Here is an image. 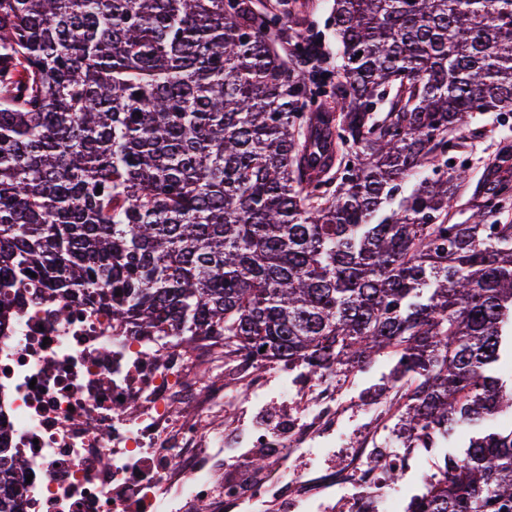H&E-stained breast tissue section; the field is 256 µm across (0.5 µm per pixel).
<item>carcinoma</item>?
I'll use <instances>...</instances> for the list:
<instances>
[{
  "mask_svg": "<svg viewBox=\"0 0 512 512\" xmlns=\"http://www.w3.org/2000/svg\"><path fill=\"white\" fill-rule=\"evenodd\" d=\"M286 14L0 0V289L96 297L118 329L216 339L259 376L386 351L414 447L479 429L406 512H512V421L480 431L512 409L509 154L470 224L448 167L493 132L468 118L512 112V0H334V76L295 64L307 24L285 61ZM24 467L0 445V512Z\"/></svg>",
  "mask_w": 512,
  "mask_h": 512,
  "instance_id": "carcinoma-1",
  "label": "carcinoma"
}]
</instances>
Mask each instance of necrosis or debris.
<instances>
[{"label": "necrosis or debris", "mask_w": 512, "mask_h": 512, "mask_svg": "<svg viewBox=\"0 0 512 512\" xmlns=\"http://www.w3.org/2000/svg\"><path fill=\"white\" fill-rule=\"evenodd\" d=\"M11 298L0 310V425L28 464L18 512H400L380 494L396 471L367 446L374 420L339 464L287 472L339 425L335 386L294 387L281 367L260 378L243 361L217 381L211 341L187 352L177 336L118 330L96 300L75 307L42 285ZM271 383L293 392L297 414L287 436L250 439L280 455L259 476L223 482L224 438L239 425L231 404L261 402Z\"/></svg>", "instance_id": "necrosis-or-debris-1"}]
</instances>
